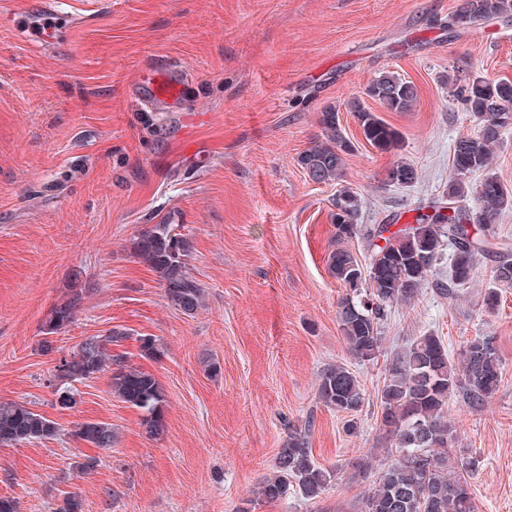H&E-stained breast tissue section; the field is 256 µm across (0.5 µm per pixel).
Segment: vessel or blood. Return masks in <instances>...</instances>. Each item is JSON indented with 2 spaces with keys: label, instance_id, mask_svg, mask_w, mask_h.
<instances>
[{
  "label": "vessel or blood",
  "instance_id": "b4317fda",
  "mask_svg": "<svg viewBox=\"0 0 512 512\" xmlns=\"http://www.w3.org/2000/svg\"><path fill=\"white\" fill-rule=\"evenodd\" d=\"M53 24L50 27L26 31L15 28V35L33 47L47 43L71 41L74 26L61 0H54L50 11ZM190 80L180 63H165L152 68L140 69L133 79L129 93L137 105L154 112H177L183 109L189 97Z\"/></svg>",
  "mask_w": 512,
  "mask_h": 512
}]
</instances>
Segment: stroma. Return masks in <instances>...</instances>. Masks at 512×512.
I'll return each instance as SVG.
<instances>
[{"label":"stroma","instance_id":"stroma-1","mask_svg":"<svg viewBox=\"0 0 512 512\" xmlns=\"http://www.w3.org/2000/svg\"><path fill=\"white\" fill-rule=\"evenodd\" d=\"M460 2L71 0L74 40L43 50L0 28V403L60 428L0 446V497L20 512H56L71 494L83 512H236L272 473L286 425L308 423L332 486L319 502L291 497L254 512H352L373 470L392 461L378 444L385 361L432 333L456 365L468 339H496L498 391L478 407L453 395L448 419L475 461V512H512V288L497 286L495 258H479L453 299L435 286L448 277L440 259L419 299L392 309L382 358H354L337 318L345 290L327 268L337 187L312 183L297 163L333 105L358 146L345 179L361 196L360 224L390 223L441 194L456 140L478 133L458 87L472 76L512 81V16L448 32ZM167 58L186 66L195 107L140 111L128 80ZM383 71L420 92L415 111L385 113L402 134L388 153L363 141L347 108ZM400 159L418 172L413 186L386 180ZM173 213L204 291L190 316L133 252ZM84 284L91 294L43 353L53 307ZM492 287L500 302L489 311L481 302ZM114 328L127 333L119 351L129 365L163 389L161 435L113 394L109 374L78 383L72 408L49 385L60 358ZM145 338L155 355L142 352ZM334 364L367 392L352 434L317 397ZM85 421L112 424L116 444L73 439ZM366 457L369 472L358 467Z\"/></svg>","mask_w":512,"mask_h":512}]
</instances>
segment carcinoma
Wrapping results in <instances>:
<instances>
[{"label":"carcinoma","mask_w":512,"mask_h":512,"mask_svg":"<svg viewBox=\"0 0 512 512\" xmlns=\"http://www.w3.org/2000/svg\"><path fill=\"white\" fill-rule=\"evenodd\" d=\"M512 15V0H462L448 19V29H465L482 21ZM366 95L387 112H411L419 101L418 87L391 72H381L366 88ZM465 111L478 125V134L458 139L453 148L454 177L440 198L431 202L432 215L419 214L414 222L392 231L387 225L364 227L357 223L360 194L344 183L346 156L356 150L346 136L338 110L327 106L319 116L323 139L303 151L298 164L315 184L340 185L333 201L331 221L336 240L362 237L371 248L368 266H363L348 248L329 253L331 276L348 289L338 304V320L347 350L354 357L371 361L381 355L384 336L381 322L397 304H410L428 282L442 247L453 248L448 284L440 293L458 296L468 283L480 256L491 242L478 236L482 226L494 221L502 209L512 206V193L494 175L487 174L473 188L467 175L484 172L492 165L494 150L502 131L512 124V82L474 77L460 89ZM364 140L390 152L399 147L401 135L382 117L363 105L358 97L347 103ZM388 172L409 185L418 179L413 165L397 161ZM455 205L451 215L440 213L445 204ZM135 255L156 273L168 301L192 314L201 307L203 291L188 268L190 245L171 225L155 224L134 243ZM495 279L512 287V251L500 253ZM91 288H73L55 305L46 334H55L72 322ZM126 333L112 330L105 336L86 338L71 355L61 359L53 384L62 403L75 402V381L110 373L112 393L142 413L148 432L162 430L161 407L164 393L152 375L127 364L112 346L123 342ZM501 384V360L494 338L476 336L466 342L462 362L449 361L448 347L434 334L419 336L386 364L377 392L380 402V431L383 442L399 453L390 465L376 471L368 490L356 504L355 512H474L472 492L465 474L475 462L454 448L456 435L448 421L451 394L461 391L469 404H483ZM318 399L327 407L350 417L347 431L356 427L354 416L366 400L361 381L347 367L336 364L322 370ZM59 428L44 415L20 403L0 404V446H15L33 440L50 439ZM310 427H287L283 446L275 459V474L258 484V499L275 503L290 496L318 501L335 480V472L314 459L309 442ZM75 440L95 448L115 443L112 426L100 421L80 423L70 432Z\"/></svg>","instance_id":"cac0c4a2"}]
</instances>
